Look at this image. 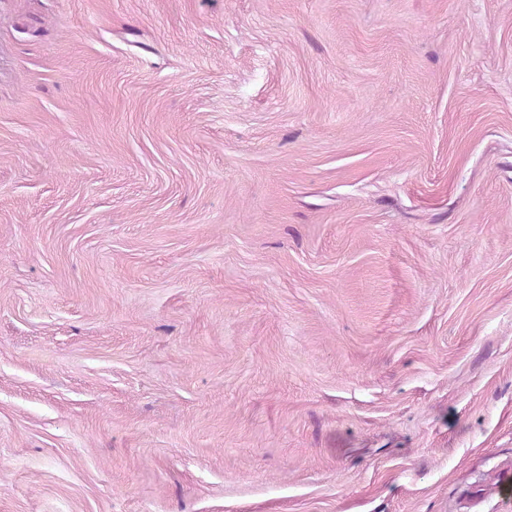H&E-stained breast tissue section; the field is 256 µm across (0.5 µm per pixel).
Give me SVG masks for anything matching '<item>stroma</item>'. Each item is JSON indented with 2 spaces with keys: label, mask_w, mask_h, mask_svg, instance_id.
<instances>
[{
  "label": "stroma",
  "mask_w": 512,
  "mask_h": 512,
  "mask_svg": "<svg viewBox=\"0 0 512 512\" xmlns=\"http://www.w3.org/2000/svg\"><path fill=\"white\" fill-rule=\"evenodd\" d=\"M0 512H512V0H0Z\"/></svg>",
  "instance_id": "obj_1"
}]
</instances>
